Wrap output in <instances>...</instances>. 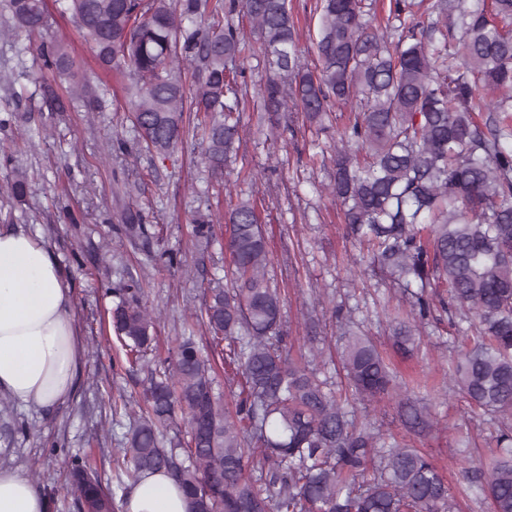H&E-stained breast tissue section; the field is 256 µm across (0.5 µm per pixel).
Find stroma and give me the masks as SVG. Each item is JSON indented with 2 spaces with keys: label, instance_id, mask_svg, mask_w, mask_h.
<instances>
[{
  "label": "stroma",
  "instance_id": "1",
  "mask_svg": "<svg viewBox=\"0 0 512 512\" xmlns=\"http://www.w3.org/2000/svg\"><path fill=\"white\" fill-rule=\"evenodd\" d=\"M50 31L2 32L8 13L0 0V187L26 173L27 194L13 208L0 207V229L42 236L53 261L72 288L74 316L84 343L74 392L50 410L13 406L0 416V463L27 476L46 499L47 512H76L66 491L65 461L92 455L103 485L116 487L114 459L129 425L112 405L124 395L137 408L150 364L132 367L112 331V296L107 288L142 283L157 314L161 349L172 345L184 323L206 342L200 322L208 288L223 280L229 257L223 241L200 250L193 220L224 212V193L211 189V175L198 138L169 157H159L137 140L124 110L119 80L100 66L93 41L69 16L45 0ZM64 37L72 61L65 76L47 68L37 53L52 33ZM87 85L91 106L56 111L51 96L68 99L75 85ZM249 134L246 159L234 163L241 179L235 193L263 199L258 209L273 256L270 275L285 297L283 315L293 355L308 353L304 318L315 315L321 346L337 339L334 307L349 311L392 364L409 395L425 399L436 417L433 430L406 431L397 404L383 397L369 406L375 428L392 431L408 447L428 456L451 488L466 485L480 458L496 442L493 415L473 409L455 389L451 362L460 338L447 317L432 311L409 352L395 349L387 311L405 304L402 288L388 274L367 266L327 194L330 166H312L313 136L303 128L270 130L256 111L244 115ZM140 209L145 237L130 240L120 221L126 208ZM467 435L476 458L462 460L456 441Z\"/></svg>",
  "mask_w": 512,
  "mask_h": 512
}]
</instances>
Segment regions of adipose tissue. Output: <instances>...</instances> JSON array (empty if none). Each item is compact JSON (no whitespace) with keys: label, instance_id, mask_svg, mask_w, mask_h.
<instances>
[{"label":"adipose tissue","instance_id":"obj_1","mask_svg":"<svg viewBox=\"0 0 512 512\" xmlns=\"http://www.w3.org/2000/svg\"><path fill=\"white\" fill-rule=\"evenodd\" d=\"M82 348L70 290L45 243L0 231V394L23 407L65 400ZM35 485L0 466V512H45ZM120 512H186L181 488L165 473L140 478Z\"/></svg>","mask_w":512,"mask_h":512}]
</instances>
